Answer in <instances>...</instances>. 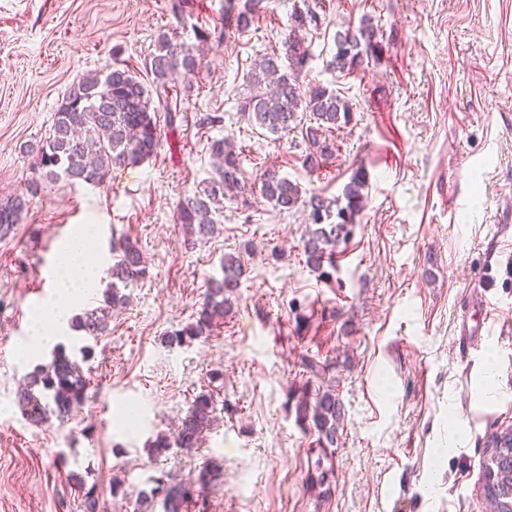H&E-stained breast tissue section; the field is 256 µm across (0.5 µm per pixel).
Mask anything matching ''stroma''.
I'll return each mask as SVG.
<instances>
[{
  "label": "stroma",
  "mask_w": 512,
  "mask_h": 512,
  "mask_svg": "<svg viewBox=\"0 0 512 512\" xmlns=\"http://www.w3.org/2000/svg\"><path fill=\"white\" fill-rule=\"evenodd\" d=\"M307 7L321 22L305 35L303 79L355 110L315 170L300 132L261 135L238 109L256 63L282 50L293 10ZM365 17L381 55L332 71L336 30ZM235 18L227 0H0V202L24 190L22 147L44 137L73 82L113 65L152 82L162 32L197 60L192 89L176 85L158 114L156 156L97 187L46 185L0 236V512H84L92 487L98 512H134L152 478L188 483L204 468L206 500L187 512H486V441L512 428V0H263L248 27ZM209 114L221 123L203 124ZM222 137L243 189L225 196L217 233L192 245L177 205L211 177ZM359 167L366 207L326 280L305 263L306 210L273 209L260 177L273 169L331 198ZM85 224L100 268L127 235L147 275L93 346L92 397L67 422L35 423L14 402L50 358L28 354L29 314L53 296L45 263ZM238 252L247 273L231 311L209 336L168 346ZM306 354L327 363L344 406L332 447L286 403L307 385ZM201 393L216 410L198 445L151 457L148 442Z\"/></svg>",
  "instance_id": "obj_1"
}]
</instances>
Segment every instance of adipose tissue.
I'll return each mask as SVG.
<instances>
[{"instance_id": "adipose-tissue-1", "label": "adipose tissue", "mask_w": 512, "mask_h": 512, "mask_svg": "<svg viewBox=\"0 0 512 512\" xmlns=\"http://www.w3.org/2000/svg\"><path fill=\"white\" fill-rule=\"evenodd\" d=\"M89 239V232L81 230L58 247L54 297L33 314L35 330L46 346L57 342L54 332L47 329L48 322H67L76 306L86 302L99 285L101 270L88 260Z\"/></svg>"}]
</instances>
